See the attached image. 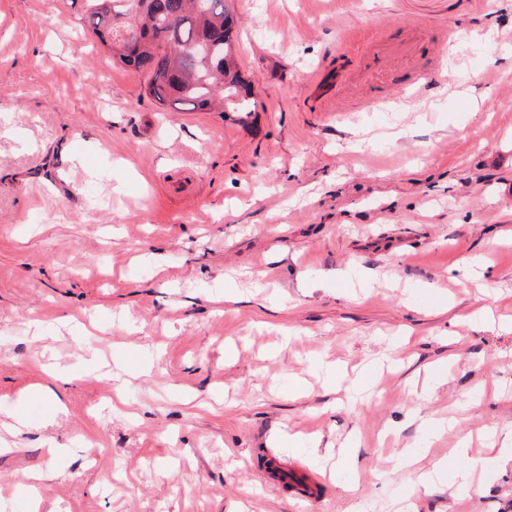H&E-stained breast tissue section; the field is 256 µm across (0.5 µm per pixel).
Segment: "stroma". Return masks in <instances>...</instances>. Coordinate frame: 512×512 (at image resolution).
<instances>
[{
  "instance_id": "stroma-1",
  "label": "stroma",
  "mask_w": 512,
  "mask_h": 512,
  "mask_svg": "<svg viewBox=\"0 0 512 512\" xmlns=\"http://www.w3.org/2000/svg\"><path fill=\"white\" fill-rule=\"evenodd\" d=\"M228 5L243 123L160 117L85 0H0V404L45 411L0 512H394L406 453L512 429V0ZM414 504L512 512V461ZM264 468L263 478L265 482L273 487L279 486L288 481L293 484L295 491L302 500L313 498V489L320 484L319 478L315 475L307 477L301 471L288 466V461L271 457Z\"/></svg>"
}]
</instances>
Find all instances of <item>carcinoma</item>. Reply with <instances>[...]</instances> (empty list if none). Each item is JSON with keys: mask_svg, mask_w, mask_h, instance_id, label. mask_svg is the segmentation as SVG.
Returning <instances> with one entry per match:
<instances>
[{"mask_svg": "<svg viewBox=\"0 0 512 512\" xmlns=\"http://www.w3.org/2000/svg\"><path fill=\"white\" fill-rule=\"evenodd\" d=\"M93 32L119 61L146 76L159 108L250 111L234 62L233 14L226 0H86ZM138 30L128 49L123 28Z\"/></svg>", "mask_w": 512, "mask_h": 512, "instance_id": "carcinoma-1", "label": "carcinoma"}]
</instances>
